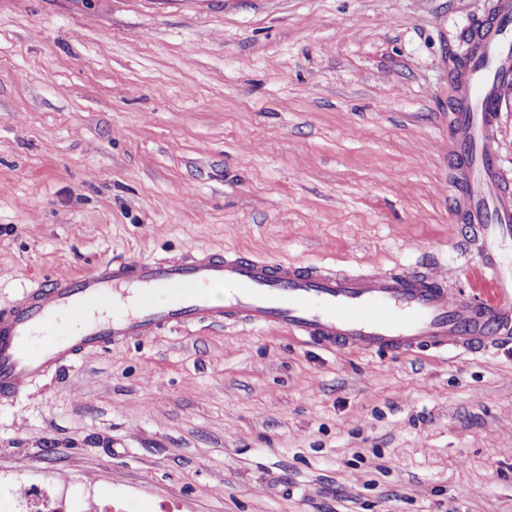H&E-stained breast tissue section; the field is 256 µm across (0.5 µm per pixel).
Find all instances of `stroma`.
Masks as SVG:
<instances>
[{
	"mask_svg": "<svg viewBox=\"0 0 512 512\" xmlns=\"http://www.w3.org/2000/svg\"><path fill=\"white\" fill-rule=\"evenodd\" d=\"M495 0H0V308L194 247L487 292L448 75ZM0 512H512V341L205 323L0 398Z\"/></svg>",
	"mask_w": 512,
	"mask_h": 512,
	"instance_id": "obj_1",
	"label": "stroma"
}]
</instances>
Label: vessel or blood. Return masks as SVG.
I'll list each match as a JSON object with an SVG mask.
<instances>
[{
    "label": "vessel or blood",
    "mask_w": 512,
    "mask_h": 512,
    "mask_svg": "<svg viewBox=\"0 0 512 512\" xmlns=\"http://www.w3.org/2000/svg\"><path fill=\"white\" fill-rule=\"evenodd\" d=\"M509 17L512 0H497L475 24L471 70L456 90L448 134L465 219L489 246L482 266L491 293L483 302L452 297L426 270L329 272L193 248L179 258L114 259L88 274L25 285L0 310V397L32 391L40 378L86 353L197 322L276 326L328 347L399 355L418 347L480 352L512 335V276L490 249L512 227V182L498 166L497 112L498 75L512 69ZM215 288L223 289V304H214Z\"/></svg>",
    "instance_id": "obj_1"
}]
</instances>
